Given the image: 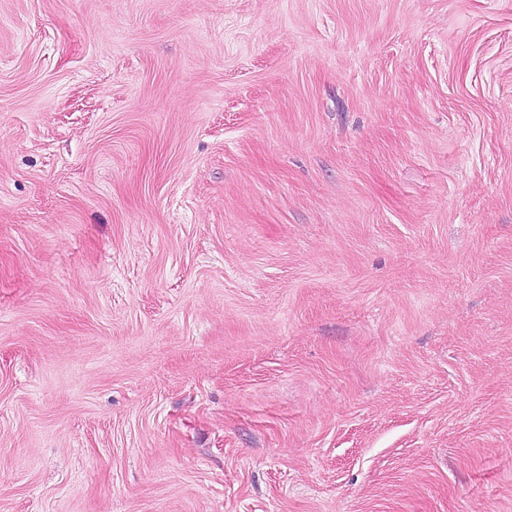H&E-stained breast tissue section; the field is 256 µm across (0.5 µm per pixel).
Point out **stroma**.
Instances as JSON below:
<instances>
[{
	"label": "stroma",
	"mask_w": 512,
	"mask_h": 512,
	"mask_svg": "<svg viewBox=\"0 0 512 512\" xmlns=\"http://www.w3.org/2000/svg\"><path fill=\"white\" fill-rule=\"evenodd\" d=\"M0 512H512V0H0Z\"/></svg>",
	"instance_id": "35a3bbf8"
}]
</instances>
